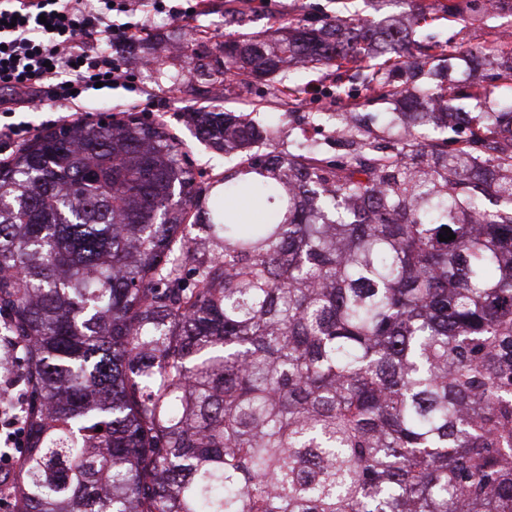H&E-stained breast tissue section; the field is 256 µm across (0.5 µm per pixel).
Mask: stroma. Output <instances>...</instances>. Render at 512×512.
<instances>
[{"mask_svg":"<svg viewBox=\"0 0 512 512\" xmlns=\"http://www.w3.org/2000/svg\"><path fill=\"white\" fill-rule=\"evenodd\" d=\"M446 0H206L205 12L193 24L168 13L143 18L147 33L122 59L136 74L152 102L149 118L164 121L182 141L195 172L214 184L224 172V155L194 135L191 114L201 107L250 113L269 126L267 149L295 152L312 145L323 156L346 153L347 138L392 141L397 137L395 95H406L430 82L427 73H409L407 67L383 64L373 69H337L291 63L276 77L253 79L213 68L224 41L250 33L274 41L288 28L315 25L336 14L366 18L374 24L396 20L409 32L412 52L429 50L432 62L448 72L449 85L460 94L466 112L492 108L482 87L487 74L498 71L512 54V10L487 13L464 11L443 19ZM241 12V23H227V8ZM499 46L496 55L488 46ZM209 63L199 75V62ZM135 96L123 89L90 90L69 103L18 111L0 116V122H25L32 134L76 121L97 120L107 112L115 119L134 111Z\"/></svg>","mask_w":512,"mask_h":512,"instance_id":"obj_1","label":"stroma"}]
</instances>
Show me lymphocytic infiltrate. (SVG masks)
Instances as JSON below:
<instances>
[{
	"label": "lymphocytic infiltrate",
	"mask_w": 512,
	"mask_h": 512,
	"mask_svg": "<svg viewBox=\"0 0 512 512\" xmlns=\"http://www.w3.org/2000/svg\"><path fill=\"white\" fill-rule=\"evenodd\" d=\"M115 12L127 15V22H113ZM134 12L132 0H0V86L14 91L0 97V112L34 105L41 84L54 102L98 83L137 91L119 56L85 48L90 40L134 43L146 31L144 23L131 21Z\"/></svg>",
	"instance_id": "f902f5d3"
}]
</instances>
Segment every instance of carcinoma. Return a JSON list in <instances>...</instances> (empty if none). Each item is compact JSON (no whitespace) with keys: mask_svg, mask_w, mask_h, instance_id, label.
I'll return each instance as SVG.
<instances>
[{"mask_svg":"<svg viewBox=\"0 0 512 512\" xmlns=\"http://www.w3.org/2000/svg\"><path fill=\"white\" fill-rule=\"evenodd\" d=\"M342 19L224 42L256 79L291 60L404 56ZM437 84L406 130L340 161L237 152L191 235L195 175L161 122L65 124L0 163V314L21 347L8 512H512V106ZM471 125L455 152L421 126ZM244 185L262 223L227 202ZM456 238L442 242V228ZM102 431H97V427Z\"/></svg>","mask_w":512,"mask_h":512,"instance_id":"cac0c4a2","label":"carcinoma"}]
</instances>
